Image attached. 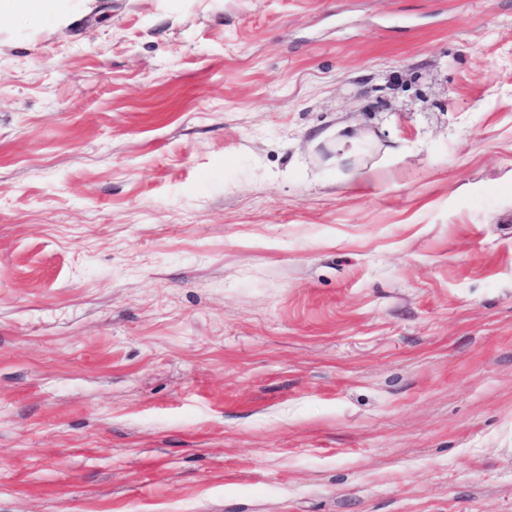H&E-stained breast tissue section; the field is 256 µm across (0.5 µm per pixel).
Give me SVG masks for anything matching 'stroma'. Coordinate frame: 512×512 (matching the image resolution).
Returning a JSON list of instances; mask_svg holds the SVG:
<instances>
[{"mask_svg":"<svg viewBox=\"0 0 512 512\" xmlns=\"http://www.w3.org/2000/svg\"><path fill=\"white\" fill-rule=\"evenodd\" d=\"M0 512H512V0L0 45Z\"/></svg>","mask_w":512,"mask_h":512,"instance_id":"35a3bbf8","label":"stroma"}]
</instances>
